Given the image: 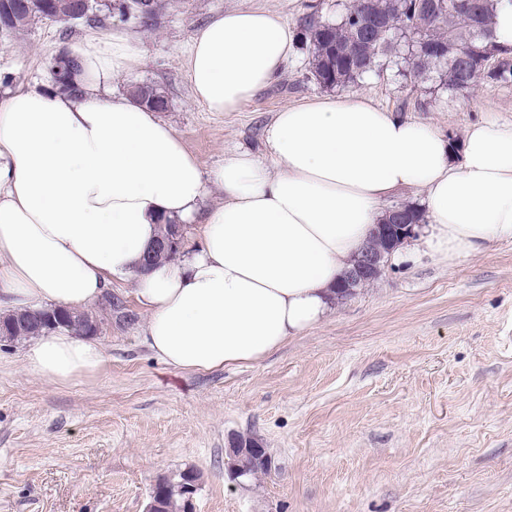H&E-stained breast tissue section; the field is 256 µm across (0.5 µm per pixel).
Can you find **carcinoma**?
I'll return each instance as SVG.
<instances>
[{
	"mask_svg": "<svg viewBox=\"0 0 512 512\" xmlns=\"http://www.w3.org/2000/svg\"><path fill=\"white\" fill-rule=\"evenodd\" d=\"M428 8L416 0H353V4L326 19L317 7L306 5L310 12L299 23L297 38L309 51L308 80L321 89L349 88L364 75L383 71L384 61L408 50L404 62L408 75L416 82L425 80L436 70L448 90L468 92L479 83H506L512 80V47L498 41V11L512 7V0H427ZM148 17L134 14L138 26L151 31L158 25L163 8L160 0H147ZM0 15L9 18L14 30L43 20L39 11L29 9L23 0H0ZM52 88L75 89L73 76L50 70ZM184 225L167 221L159 225L157 242L178 237L175 247L159 246L147 255L154 265L172 260L181 250L184 234H176ZM49 316L48 311L12 313L0 318L5 328H19L24 336H40L44 331L32 325L36 318ZM63 328L77 334L87 328L99 330V321L88 315L69 311ZM189 469L173 478L164 477L156 487L164 500L163 512H185L183 482Z\"/></svg>",
	"mask_w": 512,
	"mask_h": 512,
	"instance_id": "cac0c4a2",
	"label": "carcinoma"
}]
</instances>
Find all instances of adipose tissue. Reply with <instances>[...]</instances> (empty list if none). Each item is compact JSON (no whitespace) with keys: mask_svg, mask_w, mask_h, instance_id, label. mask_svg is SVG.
I'll list each match as a JSON object with an SVG mask.
<instances>
[{"mask_svg":"<svg viewBox=\"0 0 512 512\" xmlns=\"http://www.w3.org/2000/svg\"><path fill=\"white\" fill-rule=\"evenodd\" d=\"M294 41L267 11L216 16L188 49L193 100L238 111L282 72ZM70 53L80 92L35 84L0 97V308L83 310L131 277L152 353L209 371L257 362L320 324L399 190L424 191L417 246L441 261L512 239V123H474L455 149L365 96H327L281 109L266 158L228 154L207 181L170 125L113 88L143 62L136 40L115 31ZM210 181L224 201L206 208ZM165 219L197 225L200 243L181 265L138 273ZM104 357L101 343L68 331L25 351L28 369L51 381Z\"/></svg>","mask_w":512,"mask_h":512,"instance_id":"adipose-tissue-1","label":"adipose tissue"}]
</instances>
